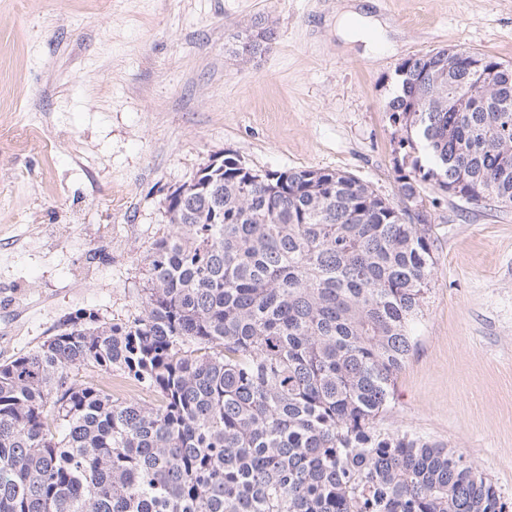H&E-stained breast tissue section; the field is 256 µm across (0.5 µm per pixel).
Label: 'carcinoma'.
I'll use <instances>...</instances> for the list:
<instances>
[{"label": "carcinoma", "mask_w": 512, "mask_h": 512, "mask_svg": "<svg viewBox=\"0 0 512 512\" xmlns=\"http://www.w3.org/2000/svg\"><path fill=\"white\" fill-rule=\"evenodd\" d=\"M273 38L247 28L235 54ZM475 60L494 88L460 111ZM408 62L384 105L403 206L226 156L165 208L138 316L79 309L0 364V512H506L465 456L376 431L434 265L421 191L512 205V65ZM115 371L158 402L114 397Z\"/></svg>", "instance_id": "carcinoma-1"}]
</instances>
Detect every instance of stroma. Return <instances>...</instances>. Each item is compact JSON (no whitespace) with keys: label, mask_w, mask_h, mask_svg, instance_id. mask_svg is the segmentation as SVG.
<instances>
[{"label":"stroma","mask_w":512,"mask_h":512,"mask_svg":"<svg viewBox=\"0 0 512 512\" xmlns=\"http://www.w3.org/2000/svg\"><path fill=\"white\" fill-rule=\"evenodd\" d=\"M351 4L387 49L337 35ZM255 22L274 40L234 56ZM448 46L512 64V0H0V363L76 310L138 315L162 203L212 156L399 202L384 101L403 59ZM424 199L430 290L376 427L463 454L512 512V206Z\"/></svg>","instance_id":"obj_1"}]
</instances>
